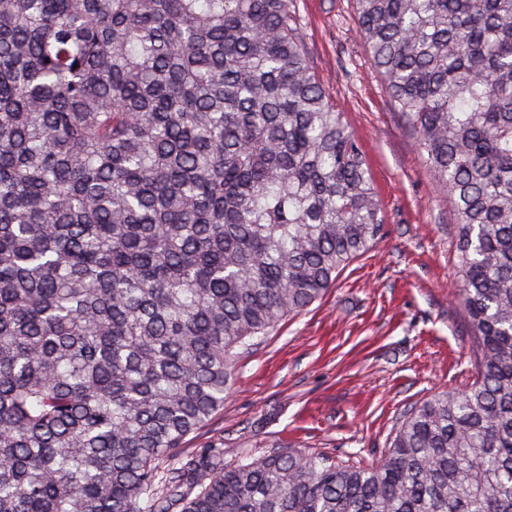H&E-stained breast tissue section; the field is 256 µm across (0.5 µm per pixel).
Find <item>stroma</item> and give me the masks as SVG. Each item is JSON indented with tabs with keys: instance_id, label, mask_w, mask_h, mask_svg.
Returning <instances> with one entry per match:
<instances>
[{
	"instance_id": "stroma-1",
	"label": "stroma",
	"mask_w": 512,
	"mask_h": 512,
	"mask_svg": "<svg viewBox=\"0 0 512 512\" xmlns=\"http://www.w3.org/2000/svg\"><path fill=\"white\" fill-rule=\"evenodd\" d=\"M293 9L325 96L365 153L383 236L320 300L251 339L223 411L184 452L220 448L234 465L300 448L366 464L412 407L472 380L454 216L369 57L353 0H293Z\"/></svg>"
}]
</instances>
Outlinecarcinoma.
<instances>
[{
	"label": "carcinoma",
	"instance_id": "1",
	"mask_svg": "<svg viewBox=\"0 0 512 512\" xmlns=\"http://www.w3.org/2000/svg\"><path fill=\"white\" fill-rule=\"evenodd\" d=\"M293 0H0V512H512V0H354L455 216L475 378L366 466L181 458L382 237Z\"/></svg>",
	"mask_w": 512,
	"mask_h": 512
}]
</instances>
